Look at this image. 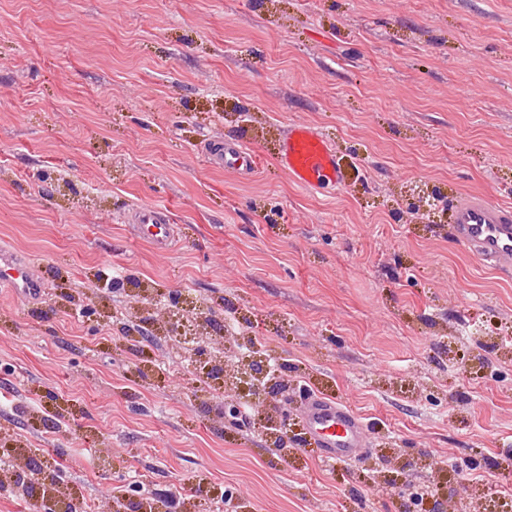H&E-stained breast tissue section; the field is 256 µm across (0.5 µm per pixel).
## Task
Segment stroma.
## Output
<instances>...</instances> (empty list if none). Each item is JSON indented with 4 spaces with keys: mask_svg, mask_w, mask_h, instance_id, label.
I'll return each mask as SVG.
<instances>
[{
    "mask_svg": "<svg viewBox=\"0 0 512 512\" xmlns=\"http://www.w3.org/2000/svg\"><path fill=\"white\" fill-rule=\"evenodd\" d=\"M294 122L346 186L279 170ZM216 137L255 172L213 167ZM459 192L512 205V0H0V246L45 282L0 292V478L60 471L77 512L180 485L182 512H512V271L456 244ZM148 199L170 251L134 237ZM173 297L226 386L167 338ZM254 344L284 385L239 427L224 397L250 400ZM303 389L369 448L320 459ZM206 150L209 163L233 174L251 173L257 167L256 153L242 139L217 142Z\"/></svg>",
    "mask_w": 512,
    "mask_h": 512,
    "instance_id": "stroma-1",
    "label": "stroma"
}]
</instances>
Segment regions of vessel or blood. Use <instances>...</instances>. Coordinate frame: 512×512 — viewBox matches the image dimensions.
Segmentation results:
<instances>
[{
  "instance_id": "1",
  "label": "vessel or blood",
  "mask_w": 512,
  "mask_h": 512,
  "mask_svg": "<svg viewBox=\"0 0 512 512\" xmlns=\"http://www.w3.org/2000/svg\"><path fill=\"white\" fill-rule=\"evenodd\" d=\"M206 157L215 167L233 174L254 171L256 153L243 140L218 143ZM277 162L297 186L315 190L344 186L349 172L334 144L306 123L289 125L280 141ZM136 235L159 250L168 249L175 231L163 217L162 208L152 201L140 203L133 211ZM449 222L458 244L489 269L512 267V208L492 202L480 193H460L449 204ZM11 295L39 299L43 283L34 269L13 254L0 249V288ZM302 427L316 453L327 461L354 457L370 441L361 419L343 404L320 393H309L301 412Z\"/></svg>"
}]
</instances>
